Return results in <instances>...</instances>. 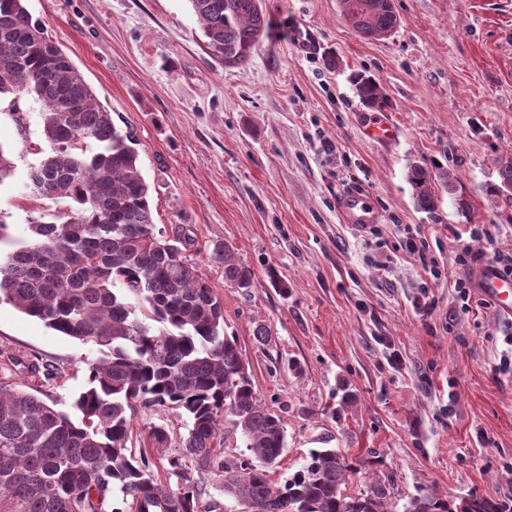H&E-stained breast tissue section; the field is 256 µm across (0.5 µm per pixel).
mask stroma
I'll return each mask as SVG.
<instances>
[{
  "mask_svg": "<svg viewBox=\"0 0 512 512\" xmlns=\"http://www.w3.org/2000/svg\"><path fill=\"white\" fill-rule=\"evenodd\" d=\"M26 5L114 121L133 128L157 228L191 226L189 256L224 305V332L285 425L272 481L326 443L370 460L346 491L382 483L392 512L427 493L512 500V373L500 367L512 319L475 292L461 304L454 290L463 247L512 252V211L489 193L497 157L512 153V0H393L399 25L379 39L346 24L339 0H261L268 35L233 66L209 55L188 0ZM293 23L316 34L318 51L292 48ZM355 72L384 87L395 141L363 138L372 111ZM41 140L38 104L1 98L0 144L13 162L0 184L2 250L29 243L30 212L69 215L26 195ZM414 161L453 170L470 211L444 190L435 212L418 210L406 179ZM351 188L379 215L361 233L338 208ZM411 238L425 242L435 273L409 254ZM216 241L253 271L251 288L208 261ZM260 325L269 342L256 340ZM0 355L56 367L41 390L66 408L98 352L2 302ZM132 424L135 451L150 447L153 426L173 449L187 434L163 408Z\"/></svg>",
  "mask_w": 512,
  "mask_h": 512,
  "instance_id": "obj_1",
  "label": "stroma"
}]
</instances>
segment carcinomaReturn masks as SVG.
Here are the masks:
<instances>
[{"label": "carcinoma", "instance_id": "obj_1", "mask_svg": "<svg viewBox=\"0 0 512 512\" xmlns=\"http://www.w3.org/2000/svg\"><path fill=\"white\" fill-rule=\"evenodd\" d=\"M26 0H0V97H31L40 106L41 144L30 149L26 187L33 198L74 203L59 222L29 216L28 245L0 254V301L54 331L98 346L87 386L58 407L0 378V512H199L201 488L189 464L224 472V495L249 512H389L380 484L356 496L341 492L367 466L334 448L312 450L282 484L270 470L286 449L280 416L256 396L235 337L224 334V307L187 251L191 229H156L150 186L139 167L136 138L117 125L70 57L32 16ZM352 27L391 28L388 0H340ZM215 58L245 62L268 34L260 0H189ZM363 105L387 97L374 78L352 77ZM493 193L512 209V157L498 162ZM407 179L418 209L436 208L444 189L468 207L451 171L412 163ZM207 259L224 280L250 288L253 272L223 242ZM175 410L188 420L176 454L168 433L149 439L176 484H162L149 449L127 447L136 411ZM231 417L250 455L226 460L217 448L220 422ZM126 507L114 506L115 492ZM404 512H512L477 495L448 503L434 494L411 498Z\"/></svg>", "mask_w": 512, "mask_h": 512}]
</instances>
